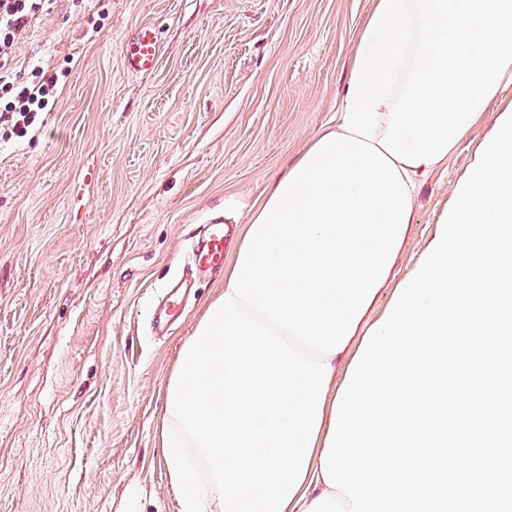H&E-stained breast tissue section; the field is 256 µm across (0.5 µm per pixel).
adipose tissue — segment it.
<instances>
[{
    "label": "adipose tissue",
    "mask_w": 512,
    "mask_h": 512,
    "mask_svg": "<svg viewBox=\"0 0 512 512\" xmlns=\"http://www.w3.org/2000/svg\"><path fill=\"white\" fill-rule=\"evenodd\" d=\"M512 83V0H375L336 115L250 208L224 291L182 345L161 443L177 512H350L321 454L421 181Z\"/></svg>",
    "instance_id": "1"
}]
</instances>
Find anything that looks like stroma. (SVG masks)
I'll use <instances>...</instances> for the list:
<instances>
[{
    "label": "stroma",
    "mask_w": 512,
    "mask_h": 512,
    "mask_svg": "<svg viewBox=\"0 0 512 512\" xmlns=\"http://www.w3.org/2000/svg\"><path fill=\"white\" fill-rule=\"evenodd\" d=\"M374 0H55L14 47L66 70L25 136L0 125V512H176L159 448L179 349L224 286L153 317L224 201L258 202L335 115ZM154 25L153 72L121 41ZM512 86L422 183L425 252Z\"/></svg>",
    "instance_id": "35a3bbf8"
}]
</instances>
